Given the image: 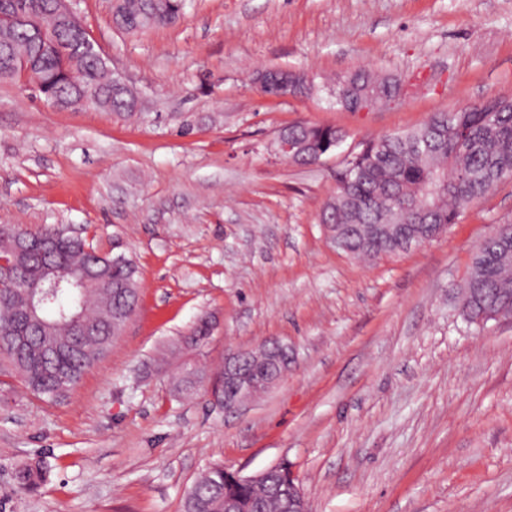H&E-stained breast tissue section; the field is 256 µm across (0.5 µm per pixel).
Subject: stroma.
<instances>
[{"instance_id": "obj_1", "label": "stroma", "mask_w": 512, "mask_h": 512, "mask_svg": "<svg viewBox=\"0 0 512 512\" xmlns=\"http://www.w3.org/2000/svg\"><path fill=\"white\" fill-rule=\"evenodd\" d=\"M78 15L138 98L133 117L61 109L0 82V224L58 225L139 270L136 312L63 398L0 370V512H182L215 463L293 464L310 512H512V318L467 323L479 244L512 223V180L437 238L373 260L321 215L348 155L435 112L512 98V0H185L129 33L111 0ZM304 72L269 100L257 70ZM407 84L367 112L337 82ZM302 121L347 139L319 164L276 149ZM210 335L187 338L199 320ZM267 340L294 362L268 393L215 406L234 348ZM205 378L177 391L184 363ZM45 458L39 488L17 466Z\"/></svg>"}]
</instances>
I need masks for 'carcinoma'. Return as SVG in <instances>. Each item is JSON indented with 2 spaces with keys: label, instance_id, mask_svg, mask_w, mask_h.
<instances>
[{
  "label": "carcinoma",
  "instance_id": "carcinoma-1",
  "mask_svg": "<svg viewBox=\"0 0 512 512\" xmlns=\"http://www.w3.org/2000/svg\"><path fill=\"white\" fill-rule=\"evenodd\" d=\"M182 0H128V10L113 15L116 27L137 32L152 27L149 16L163 11L175 22ZM0 20L10 22L0 44L23 47L34 61L33 70L43 80L42 93L56 96L80 87L99 90L100 108L118 116L133 112L132 94L111 91L99 69L100 45L90 40L85 52L69 53L64 45L68 32L50 14H41L37 0H0ZM370 92L377 104L393 100L396 86L381 77L356 74L336 91V104L352 110L357 92ZM288 136L304 145L290 161L315 164L346 140L345 131L296 122ZM512 180V99L497 98L455 112H435L422 124L386 135L363 145L347 160L335 197L321 221L331 232L336 228L378 225L382 236H339L336 244L355 256L377 258L394 253L403 232L420 224H455L477 199L504 180ZM21 236L53 237L57 266L76 271L92 258L95 249L61 227L44 226L25 231L18 225L1 224ZM14 279L0 283V358L19 374L27 388L49 400L65 396L84 374L100 362L120 335L112 320L128 318L137 306L139 282L135 263L126 258L107 266L106 286L90 283L85 288H59L40 303L39 315L46 330L30 337L28 354L12 350L16 323L10 315L25 283L37 277L42 261H16ZM467 288H479L504 318L512 317V224L501 226L473 253ZM46 467L38 460L15 473L16 485L35 489L45 478ZM236 499L238 512H282L280 500L266 488H251L228 480L224 466L216 464L200 475L187 491L182 512H224V496Z\"/></svg>",
  "mask_w": 512,
  "mask_h": 512
}]
</instances>
